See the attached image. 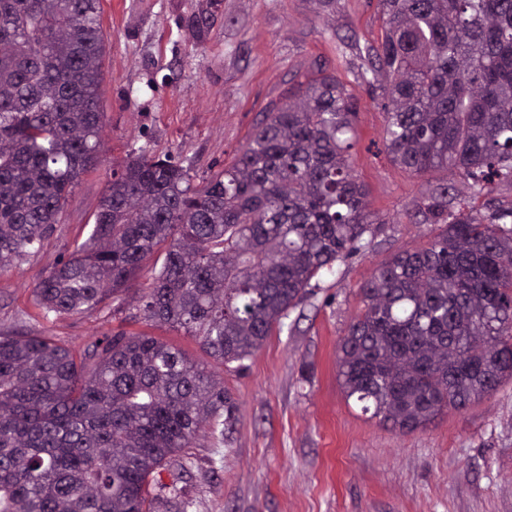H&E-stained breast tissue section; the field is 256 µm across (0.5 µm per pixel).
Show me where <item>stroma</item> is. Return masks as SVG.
<instances>
[{"instance_id":"1","label":"stroma","mask_w":512,"mask_h":512,"mask_svg":"<svg viewBox=\"0 0 512 512\" xmlns=\"http://www.w3.org/2000/svg\"><path fill=\"white\" fill-rule=\"evenodd\" d=\"M107 36L100 106L105 162L82 180L43 246L0 274V333L56 337L77 348L118 331L146 333L224 380L235 422L221 440L189 448L178 484L187 512H512V381L424 429L399 433L348 400L336 346L357 290L399 249L421 246L429 224H400L426 179L403 172L382 143L384 112L357 90L354 164L372 244L321 272L282 327L243 368L214 361L193 337L146 325L129 280L100 310L41 318L32 287L92 229L113 165L144 146L205 178L230 165L265 107L326 67L345 82L380 33L377 0H101Z\"/></svg>"}]
</instances>
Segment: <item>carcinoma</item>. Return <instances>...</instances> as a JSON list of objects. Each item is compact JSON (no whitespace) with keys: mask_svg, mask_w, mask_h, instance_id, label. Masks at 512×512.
Instances as JSON below:
<instances>
[{"mask_svg":"<svg viewBox=\"0 0 512 512\" xmlns=\"http://www.w3.org/2000/svg\"><path fill=\"white\" fill-rule=\"evenodd\" d=\"M355 83L381 100L409 174L454 169L414 216L438 224L358 289L337 376L405 433L512 379V0H378ZM99 0H0V273L42 246L102 162ZM354 89L326 68L271 102L235 161L202 181L141 148L112 170L88 238L35 284L42 318L81 314L151 272L143 319L222 365L247 360L318 274L375 223L351 162ZM224 380L154 336L75 351L0 333V512H153L155 473L232 424Z\"/></svg>","mask_w":512,"mask_h":512,"instance_id":"obj_1","label":"carcinoma"}]
</instances>
